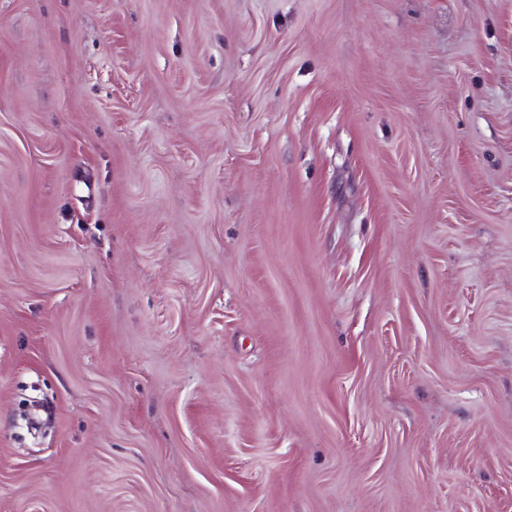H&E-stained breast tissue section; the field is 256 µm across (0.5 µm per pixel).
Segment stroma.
I'll use <instances>...</instances> for the list:
<instances>
[{"label": "stroma", "instance_id": "stroma-1", "mask_svg": "<svg viewBox=\"0 0 512 512\" xmlns=\"http://www.w3.org/2000/svg\"><path fill=\"white\" fill-rule=\"evenodd\" d=\"M0 512H512V0H0Z\"/></svg>", "mask_w": 512, "mask_h": 512}]
</instances>
